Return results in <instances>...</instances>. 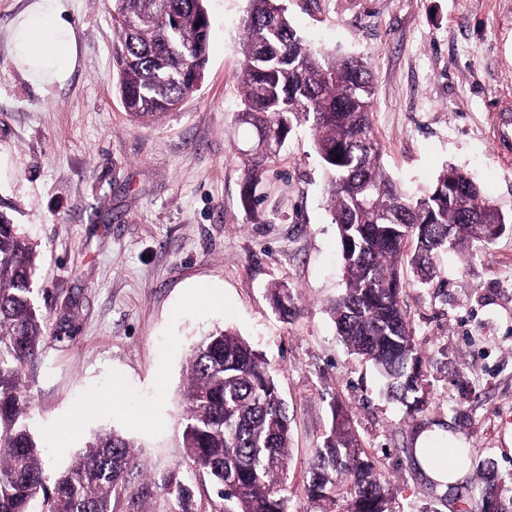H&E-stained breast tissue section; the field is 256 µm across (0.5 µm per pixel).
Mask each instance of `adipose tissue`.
Listing matches in <instances>:
<instances>
[{
  "label": "adipose tissue",
  "mask_w": 512,
  "mask_h": 512,
  "mask_svg": "<svg viewBox=\"0 0 512 512\" xmlns=\"http://www.w3.org/2000/svg\"><path fill=\"white\" fill-rule=\"evenodd\" d=\"M16 61L32 83L65 82L74 69L77 42L62 0H32L13 32ZM441 428L421 434L416 441V458L423 472L440 488L463 479L470 466L455 446L444 445Z\"/></svg>",
  "instance_id": "1"
}]
</instances>
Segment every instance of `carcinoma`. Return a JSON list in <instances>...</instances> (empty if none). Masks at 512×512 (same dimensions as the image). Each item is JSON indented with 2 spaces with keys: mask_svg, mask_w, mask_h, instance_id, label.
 I'll return each instance as SVG.
<instances>
[{
  "mask_svg": "<svg viewBox=\"0 0 512 512\" xmlns=\"http://www.w3.org/2000/svg\"><path fill=\"white\" fill-rule=\"evenodd\" d=\"M208 0H113L119 94L125 112L153 120L174 110L204 74ZM242 20L238 75L243 108L237 125L252 145L239 152L254 189L269 159L297 127H308L328 176L327 202L339 240L343 294L330 313L343 345L371 361L389 394L413 416L426 406L413 331L401 304L403 246L414 279L437 275L448 249L486 241L508 216L483 198L462 170L443 168L429 194L416 200L388 176L373 132V76L354 57L312 48L279 0H249ZM0 202V512H193V471L208 474L225 512H291L286 479L291 441L288 410L261 353L237 333L216 328L187 359L181 393L182 460L154 474L128 435L96 433L54 476L46 445L30 429L22 372L42 353L47 317L36 301L37 244ZM305 494L335 501L345 512H388L389 490L353 433L333 416L309 461Z\"/></svg>",
  "mask_w": 512,
  "mask_h": 512,
  "instance_id": "carcinoma-1",
  "label": "carcinoma"
}]
</instances>
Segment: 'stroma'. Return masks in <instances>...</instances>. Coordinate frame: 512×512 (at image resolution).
I'll list each match as a JSON object with an SVG mask.
<instances>
[{
    "instance_id": "1",
    "label": "stroma",
    "mask_w": 512,
    "mask_h": 512,
    "mask_svg": "<svg viewBox=\"0 0 512 512\" xmlns=\"http://www.w3.org/2000/svg\"><path fill=\"white\" fill-rule=\"evenodd\" d=\"M31 0H0V199L38 242L37 301L48 316L40 359L23 371L30 422L64 468L102 429L136 438L159 468L179 461L181 391L193 344L220 326L262 353L291 417L292 512H342L304 491L307 463L348 413L390 489L391 512H464L481 483L446 492L410 456L440 426L474 464L512 479V229L407 279L428 408L405 418L361 356L340 342L342 293L325 174L306 130L269 161L245 202L235 128L249 0H208V64L182 106L138 123L116 91L112 0H67L78 59L66 82L35 87L13 61L11 28ZM315 47L366 61L383 165L420 196L443 166L468 172L512 214V169L489 117L512 99V0H285ZM289 287L290 312L269 288Z\"/></svg>"
}]
</instances>
